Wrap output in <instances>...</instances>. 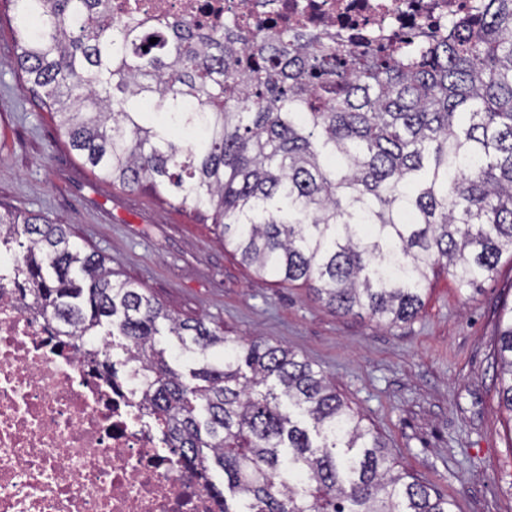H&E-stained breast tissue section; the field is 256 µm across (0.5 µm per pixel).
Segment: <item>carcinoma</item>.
<instances>
[{
    "label": "carcinoma",
    "instance_id": "carcinoma-1",
    "mask_svg": "<svg viewBox=\"0 0 512 512\" xmlns=\"http://www.w3.org/2000/svg\"><path fill=\"white\" fill-rule=\"evenodd\" d=\"M3 2L19 23L14 64L73 149L105 181L206 214L261 277L395 325L440 269L475 288L512 255V0H476L439 35L389 44L233 19L206 34L114 22L107 0ZM17 246L12 276L60 343L92 349L106 324L125 339L179 463L224 471L233 498L209 486L222 512H453L293 351L170 315L64 224L0 214V251ZM162 322L191 384L156 347ZM497 356L512 422V307ZM94 364L119 381L109 350Z\"/></svg>",
    "mask_w": 512,
    "mask_h": 512
}]
</instances>
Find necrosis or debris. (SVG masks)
Listing matches in <instances>:
<instances>
[{
    "label": "necrosis or debris",
    "mask_w": 512,
    "mask_h": 512,
    "mask_svg": "<svg viewBox=\"0 0 512 512\" xmlns=\"http://www.w3.org/2000/svg\"><path fill=\"white\" fill-rule=\"evenodd\" d=\"M474 0H109L113 18H179L220 30L282 28L345 38L437 31ZM54 320L0 280V512H219L207 476L166 452L138 381L111 386L69 347Z\"/></svg>",
    "instance_id": "obj_1"
}]
</instances>
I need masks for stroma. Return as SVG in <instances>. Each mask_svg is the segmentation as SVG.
I'll use <instances>...</instances> for the list:
<instances>
[{"label":"stroma","mask_w":512,"mask_h":512,"mask_svg":"<svg viewBox=\"0 0 512 512\" xmlns=\"http://www.w3.org/2000/svg\"><path fill=\"white\" fill-rule=\"evenodd\" d=\"M17 40L4 11L1 211L68 225L73 242L174 316L294 351L330 377L398 467L453 500L454 512H512V429L498 406L496 360L512 257L476 288L439 272L405 323L336 313L306 289L259 277L225 246L221 227L190 208L104 182L14 66Z\"/></svg>","instance_id":"stroma-1"}]
</instances>
